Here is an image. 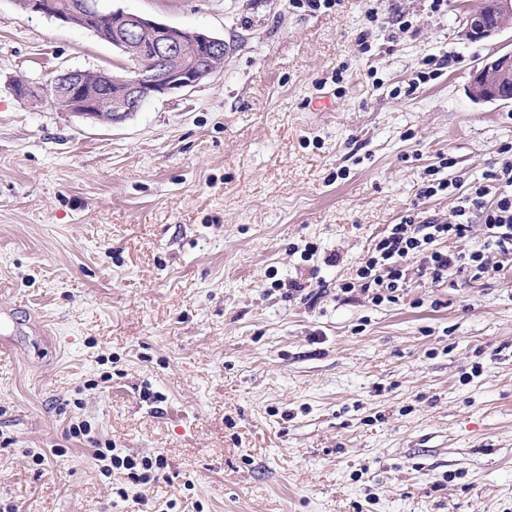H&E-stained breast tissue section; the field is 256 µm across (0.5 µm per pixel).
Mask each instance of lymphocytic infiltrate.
Segmentation results:
<instances>
[{
  "label": "lymphocytic infiltrate",
  "mask_w": 512,
  "mask_h": 512,
  "mask_svg": "<svg viewBox=\"0 0 512 512\" xmlns=\"http://www.w3.org/2000/svg\"><path fill=\"white\" fill-rule=\"evenodd\" d=\"M447 189L456 201L454 223L432 218L416 223L406 217L400 223L388 225L368 249L355 279L341 284V292L361 291L376 305L394 303L413 279L421 278L440 286L452 273L476 277L489 271L490 256L511 254L512 164L487 170L480 179L468 183L442 177L435 167L430 169L419 195L427 199ZM491 194L496 197L492 203L487 200ZM477 219L487 229L478 246L467 251L436 248L439 240L467 238ZM94 456L104 472L124 469L141 484L150 481L154 468L164 465L160 457L141 460L131 454L120 455L110 448L96 449Z\"/></svg>",
  "instance_id": "obj_1"
}]
</instances>
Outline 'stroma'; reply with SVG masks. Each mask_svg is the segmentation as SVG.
<instances>
[{"instance_id": "obj_1", "label": "stroma", "mask_w": 512, "mask_h": 512, "mask_svg": "<svg viewBox=\"0 0 512 512\" xmlns=\"http://www.w3.org/2000/svg\"><path fill=\"white\" fill-rule=\"evenodd\" d=\"M480 2L100 0L232 47L111 126L10 83L124 57L0 0V512H512V254L336 290L387 225L453 222L428 167L512 160V101L467 94L512 51L466 39ZM107 446L165 465L107 475Z\"/></svg>"}]
</instances>
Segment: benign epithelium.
<instances>
[{"instance_id":"benign-epithelium-1","label":"benign epithelium","mask_w":512,"mask_h":512,"mask_svg":"<svg viewBox=\"0 0 512 512\" xmlns=\"http://www.w3.org/2000/svg\"><path fill=\"white\" fill-rule=\"evenodd\" d=\"M28 13L107 38L135 66L120 75L104 69L68 70L53 77L41 94L66 112L109 124H120L155 97L194 87L224 65V39L200 30L170 26L122 9L105 10L98 0H19ZM471 12L466 36L489 40L512 28V0H497L492 23ZM512 84V52L481 62L468 93L475 103L501 100V87Z\"/></svg>"}]
</instances>
